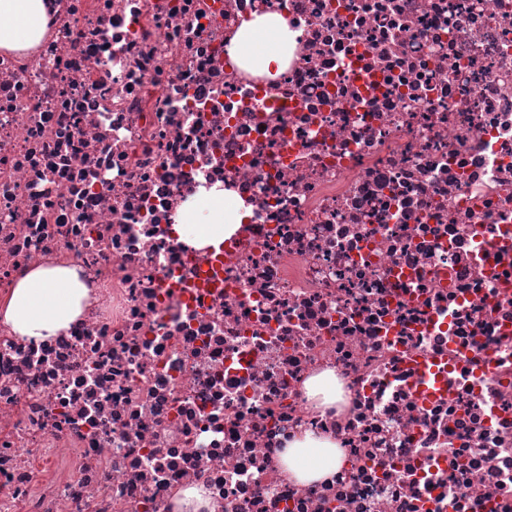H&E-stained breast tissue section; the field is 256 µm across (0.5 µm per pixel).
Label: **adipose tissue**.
I'll list each match as a JSON object with an SVG mask.
<instances>
[{"instance_id":"1","label":"adipose tissue","mask_w":512,"mask_h":512,"mask_svg":"<svg viewBox=\"0 0 512 512\" xmlns=\"http://www.w3.org/2000/svg\"><path fill=\"white\" fill-rule=\"evenodd\" d=\"M47 10L43 0H0V48L21 50L37 43L45 32ZM291 32L276 14H261L243 22L233 39L231 57L242 69L264 74L282 68ZM239 208L225 209L222 194H215L209 214L178 215L180 239L193 248H203L224 237L225 224H239ZM88 293L75 270L39 267L14 285L0 302V324L21 338L40 342L67 330L81 314ZM318 459L306 463L307 449ZM283 462L291 478L300 482L326 480L338 473L342 456L335 446L311 437L289 442Z\"/></svg>"}]
</instances>
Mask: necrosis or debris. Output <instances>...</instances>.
<instances>
[{
  "mask_svg": "<svg viewBox=\"0 0 512 512\" xmlns=\"http://www.w3.org/2000/svg\"><path fill=\"white\" fill-rule=\"evenodd\" d=\"M48 2L0 49V300L92 302L0 327V512H512V0ZM265 13L273 78L230 58ZM214 189L240 226L186 246ZM307 432L328 480L282 470ZM295 34L288 28V23L276 14L253 15L243 22L233 39L231 57L242 69L264 74L274 69L280 70L288 58V37ZM270 37L273 45L264 50L260 41ZM283 48V51L281 52ZM88 289L74 269L39 267L14 285L0 302V324L21 338L40 342L67 330L82 313ZM308 448H314L317 452L318 460L315 463L303 462ZM282 457L288 475L299 482L329 479L338 473L343 461L341 454L336 453L335 446L315 440L309 433L302 439L296 438L288 442Z\"/></svg>",
  "mask_w": 512,
  "mask_h": 512,
  "instance_id": "necrosis-or-debris-1",
  "label": "necrosis or debris"
}]
</instances>
